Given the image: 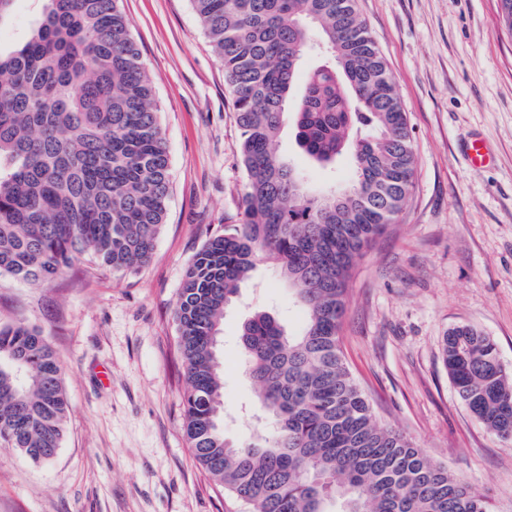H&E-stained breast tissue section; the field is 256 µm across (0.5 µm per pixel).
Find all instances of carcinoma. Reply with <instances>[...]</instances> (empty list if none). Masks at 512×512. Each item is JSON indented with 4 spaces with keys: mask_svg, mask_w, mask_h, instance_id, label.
I'll list each match as a JSON object with an SVG mask.
<instances>
[{
    "mask_svg": "<svg viewBox=\"0 0 512 512\" xmlns=\"http://www.w3.org/2000/svg\"><path fill=\"white\" fill-rule=\"evenodd\" d=\"M25 40L0 48V274L39 282L81 256L114 272L149 261L165 223L170 164L148 69L122 0H43ZM224 65L245 171L240 222L209 235L189 264L175 316L185 365L184 430L193 458L250 512H490L487 497L380 424L343 359L339 333L359 260L394 223L414 183L408 116L357 0H192ZM295 111L288 97L310 50ZM327 167L350 157L347 185L313 192L274 150ZM346 195L337 208L327 203ZM274 265L304 314L288 333L268 311L241 326L246 373L270 424L261 445L224 436L226 309L256 265ZM461 401L512 438V373L469 326L443 337ZM68 414L52 345L0 325V445L34 463L61 447Z\"/></svg>",
    "mask_w": 512,
    "mask_h": 512,
    "instance_id": "cac0c4a2",
    "label": "carcinoma"
}]
</instances>
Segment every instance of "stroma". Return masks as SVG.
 Wrapping results in <instances>:
<instances>
[{
  "instance_id": "35a3bbf8",
  "label": "stroma",
  "mask_w": 512,
  "mask_h": 512,
  "mask_svg": "<svg viewBox=\"0 0 512 512\" xmlns=\"http://www.w3.org/2000/svg\"><path fill=\"white\" fill-rule=\"evenodd\" d=\"M409 118L417 167L388 233L355 268L340 338L376 419L512 512V439L489 433L443 362L448 329L494 339L512 371V31L498 0H357ZM151 74L171 164L165 224L150 261L128 273L81 259L36 284L0 275V323L38 329L55 349L69 403L52 465L0 447V512H246L194 461L184 435L185 369L175 307L209 230L238 223L245 172L224 67L191 0H123ZM494 150L472 168V137ZM314 186L345 184L348 157L311 166L284 125L277 144ZM255 310L289 332L304 321L287 283L258 263L227 308L224 434L259 443L239 330Z\"/></svg>"
}]
</instances>
